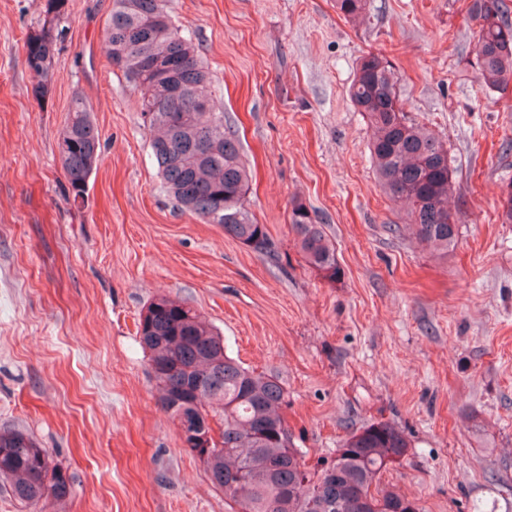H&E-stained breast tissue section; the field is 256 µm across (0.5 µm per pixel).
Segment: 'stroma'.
I'll return each instance as SVG.
<instances>
[{
  "mask_svg": "<svg viewBox=\"0 0 512 512\" xmlns=\"http://www.w3.org/2000/svg\"><path fill=\"white\" fill-rule=\"evenodd\" d=\"M470 0H168L251 170L262 254L182 211L151 157L138 95L106 54L112 0H67L44 99L25 38L46 0H0V429L70 475L64 512H231L158 406L136 322L158 295L200 313L228 355L275 377L308 471L371 424L408 448L380 488L419 512H512V88L478 79ZM385 55L408 115L447 145L457 243L421 245L379 186L351 102L360 59ZM101 161L74 197L58 142L74 92ZM336 247L339 279L304 261L292 202Z\"/></svg>",
  "mask_w": 512,
  "mask_h": 512,
  "instance_id": "obj_1",
  "label": "stroma"
}]
</instances>
